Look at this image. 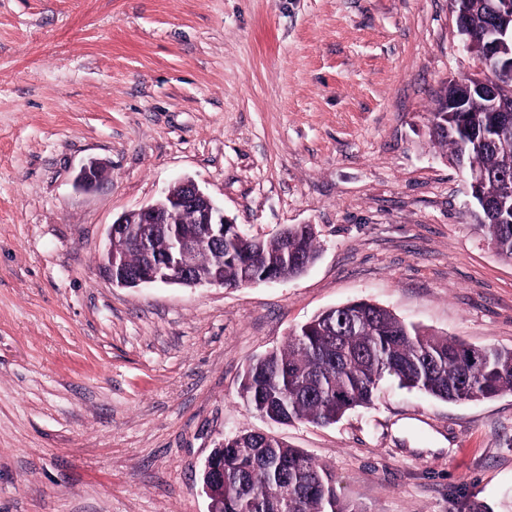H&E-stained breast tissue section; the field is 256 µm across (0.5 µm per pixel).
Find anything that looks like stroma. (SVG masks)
Instances as JSON below:
<instances>
[{"label": "stroma", "instance_id": "obj_1", "mask_svg": "<svg viewBox=\"0 0 512 512\" xmlns=\"http://www.w3.org/2000/svg\"><path fill=\"white\" fill-rule=\"evenodd\" d=\"M451 0H0V512H208L225 437L273 434L358 512H512V393L383 381L273 423L256 357L355 301L512 348V262L474 224L432 95L474 75ZM99 158L90 192L73 179ZM194 179L247 234L310 224L299 277L117 288L108 228Z\"/></svg>", "mask_w": 512, "mask_h": 512}]
</instances>
